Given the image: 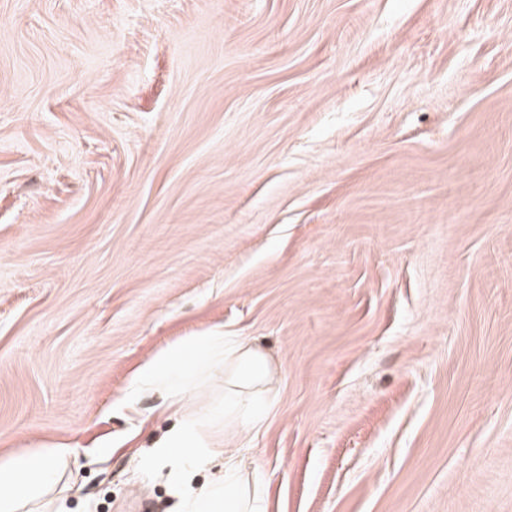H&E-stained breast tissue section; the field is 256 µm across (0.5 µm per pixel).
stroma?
Masks as SVG:
<instances>
[{
    "mask_svg": "<svg viewBox=\"0 0 512 512\" xmlns=\"http://www.w3.org/2000/svg\"><path fill=\"white\" fill-rule=\"evenodd\" d=\"M215 328L268 512H512V0H0V458L178 512L132 376Z\"/></svg>",
    "mask_w": 512,
    "mask_h": 512,
    "instance_id": "35a3bbf8",
    "label": "stroma"
}]
</instances>
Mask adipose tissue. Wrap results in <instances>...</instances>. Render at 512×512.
<instances>
[{"label": "adipose tissue", "mask_w": 512, "mask_h": 512, "mask_svg": "<svg viewBox=\"0 0 512 512\" xmlns=\"http://www.w3.org/2000/svg\"><path fill=\"white\" fill-rule=\"evenodd\" d=\"M224 370V399L190 405L187 386ZM277 368L266 351L244 336L217 329L154 354L136 372L135 389L166 395L175 421L154 444V456L176 480L219 465L206 485L189 491L183 512H267L266 479L246 474L236 450L242 437L261 427L271 404ZM71 454L66 445L19 452L0 459V512H56L55 489Z\"/></svg>", "instance_id": "ef3b65f1"}]
</instances>
